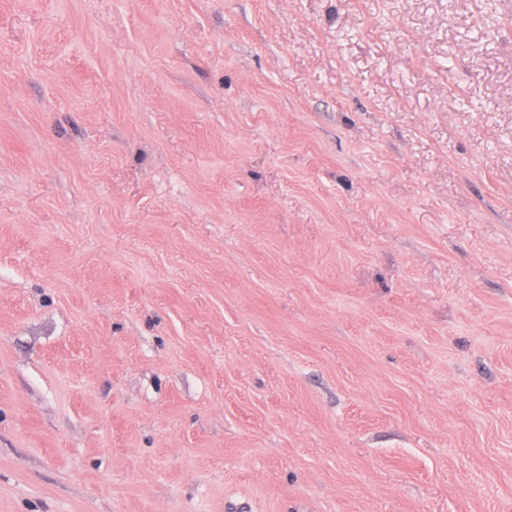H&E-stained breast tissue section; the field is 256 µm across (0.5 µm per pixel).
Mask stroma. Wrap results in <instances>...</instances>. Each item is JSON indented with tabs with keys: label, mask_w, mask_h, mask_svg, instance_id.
Segmentation results:
<instances>
[{
	"label": "stroma",
	"mask_w": 512,
	"mask_h": 512,
	"mask_svg": "<svg viewBox=\"0 0 512 512\" xmlns=\"http://www.w3.org/2000/svg\"><path fill=\"white\" fill-rule=\"evenodd\" d=\"M0 512H512V0H0Z\"/></svg>",
	"instance_id": "obj_1"
}]
</instances>
